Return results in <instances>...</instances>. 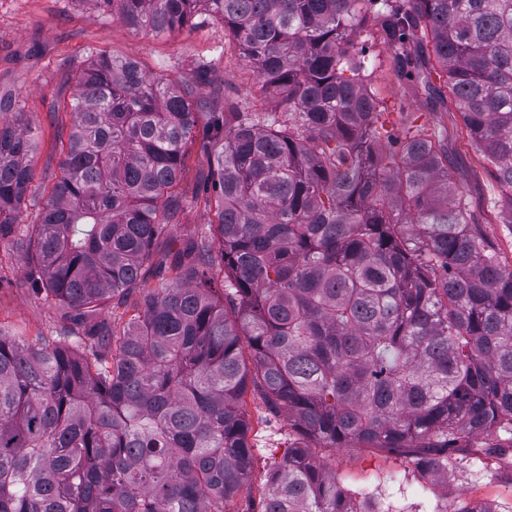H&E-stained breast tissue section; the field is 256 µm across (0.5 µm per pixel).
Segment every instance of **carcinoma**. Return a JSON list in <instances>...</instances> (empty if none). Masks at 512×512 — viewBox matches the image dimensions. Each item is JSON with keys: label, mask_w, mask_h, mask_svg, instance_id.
Wrapping results in <instances>:
<instances>
[{"label": "carcinoma", "mask_w": 512, "mask_h": 512, "mask_svg": "<svg viewBox=\"0 0 512 512\" xmlns=\"http://www.w3.org/2000/svg\"><path fill=\"white\" fill-rule=\"evenodd\" d=\"M91 2L155 34L206 5L282 111L226 100L201 130L196 79L101 53L76 77L42 201L25 164L35 127L0 92V244L68 319L31 341L0 330V512H227L252 470L250 388L301 436L262 512H363L318 464L325 448L442 473L468 436L512 442V269L451 184L445 129L376 154L379 101L351 40L373 15L397 73L441 112L453 100L512 226V0ZM197 141L217 222L168 266L154 253L178 209L165 191ZM136 288V314L96 321Z\"/></svg>", "instance_id": "carcinoma-1"}]
</instances>
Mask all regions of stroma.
I'll list each match as a JSON object with an SVG mask.
<instances>
[{"label":"stroma","instance_id":"obj_1","mask_svg":"<svg viewBox=\"0 0 512 512\" xmlns=\"http://www.w3.org/2000/svg\"><path fill=\"white\" fill-rule=\"evenodd\" d=\"M226 41L223 21L203 8L188 26L156 35L134 31L118 17L99 11L91 0H0V88L19 95L38 133L37 146L27 159L32 188L46 196L58 181L68 149L66 129L72 124L75 78L102 51L134 57L147 73L166 78H190L198 66H205L201 92L209 96L211 109H223L225 100L235 99L260 112L269 110L259 92L255 69L228 49ZM353 41L370 60L366 83L380 102V152L398 151L397 140L409 128H447L459 174L471 183L485 238L506 263H512V230L501 222L497 184L470 144L459 114L435 111L431 100L398 76L395 49L382 38L373 20L355 29ZM211 165V156L198 145L188 147L182 174L171 189L182 209L157 240L158 257L172 258L184 240L214 221ZM62 314V308L28 288L21 254L0 245V329L32 340L53 330ZM244 407L253 468L248 483L228 508L230 512H261L265 475L299 436L285 415L266 410L258 394L247 392ZM318 460L349 489L383 483L390 492H403L409 501L421 499L415 468L399 454L352 445L325 451ZM445 482L444 499L450 512L472 499L511 503L512 457L471 458L449 467Z\"/></svg>","mask_w":512,"mask_h":512}]
</instances>
